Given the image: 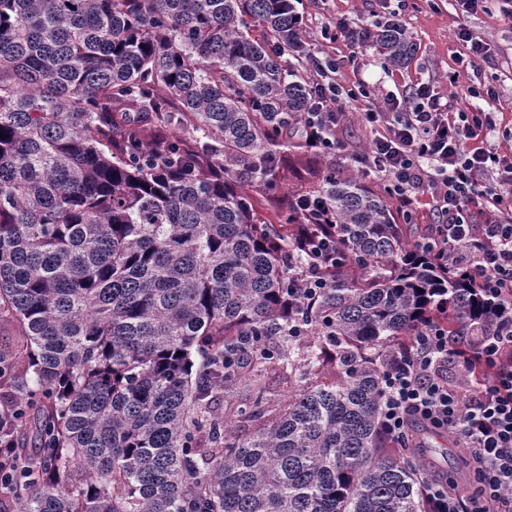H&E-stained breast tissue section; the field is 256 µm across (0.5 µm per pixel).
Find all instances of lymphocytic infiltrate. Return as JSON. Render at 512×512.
Listing matches in <instances>:
<instances>
[{"label": "lymphocytic infiltrate", "mask_w": 512, "mask_h": 512, "mask_svg": "<svg viewBox=\"0 0 512 512\" xmlns=\"http://www.w3.org/2000/svg\"><path fill=\"white\" fill-rule=\"evenodd\" d=\"M487 2L459 0L463 20L454 34L472 66L488 61L490 47L465 19ZM296 60L309 105L283 136L301 137L314 153L340 151L341 108L368 97L369 86L338 83L340 65L332 56L300 52ZM466 92L484 108L455 109L420 85L402 97L385 93L380 111L358 115L377 132L369 149L354 156L357 172L375 177L405 218L428 206L435 222L419 244L441 257L459 253L465 275L495 314L487 336L461 346L451 345L442 320L424 323L387 364L379 423L398 440L423 425L453 434L467 448L472 488L424 480L430 512H512V146L501 147L502 129L490 110L499 98L496 88L483 84ZM294 206L300 223L288 240V281L311 303L336 272L340 244L321 198L302 196ZM451 361L463 375L457 385L444 373Z\"/></svg>", "instance_id": "obj_1"}]
</instances>
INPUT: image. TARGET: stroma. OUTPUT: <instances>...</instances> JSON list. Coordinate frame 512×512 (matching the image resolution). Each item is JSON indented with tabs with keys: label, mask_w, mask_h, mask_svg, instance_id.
Here are the masks:
<instances>
[{
	"label": "stroma",
	"mask_w": 512,
	"mask_h": 512,
	"mask_svg": "<svg viewBox=\"0 0 512 512\" xmlns=\"http://www.w3.org/2000/svg\"><path fill=\"white\" fill-rule=\"evenodd\" d=\"M295 9L303 18L310 43L321 42V30L326 24L345 17L372 26L386 20L398 22L415 42L413 60L405 67L385 63L376 47L351 54L343 42H336L331 54L343 59L337 78L341 85L364 82L374 86L370 101H351L346 111L361 112L368 102H379L381 93L390 91L405 95L409 87L425 84L436 93L449 96L458 108H467L466 88L470 85L493 84L500 91L496 104L503 126L512 127V26L499 19L498 0H491L488 11L478 12L468 19L470 29L484 38L491 47V63L476 67L459 66L457 58L464 51L454 36L457 26V0H416L415 6L399 7L397 0H295ZM459 71L458 85H450L448 74ZM424 460L437 473L448 474L460 483H467L460 450L455 442L431 432L424 433Z\"/></svg>",
	"instance_id": "35a3bbf8"
}]
</instances>
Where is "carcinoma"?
Listing matches in <instances>:
<instances>
[{
	"mask_svg": "<svg viewBox=\"0 0 512 512\" xmlns=\"http://www.w3.org/2000/svg\"><path fill=\"white\" fill-rule=\"evenodd\" d=\"M298 33L291 0H0V468L31 473L21 512H426L382 373L438 300L455 337L484 304L343 170L313 192L348 263L288 301L294 200L267 184L307 108L273 50ZM376 44L416 52L395 23ZM276 367L298 384L239 435Z\"/></svg>",
	"mask_w": 512,
	"mask_h": 512,
	"instance_id": "1",
	"label": "carcinoma"
}]
</instances>
